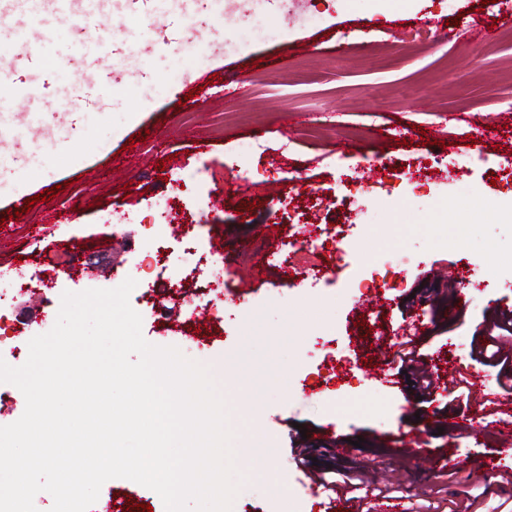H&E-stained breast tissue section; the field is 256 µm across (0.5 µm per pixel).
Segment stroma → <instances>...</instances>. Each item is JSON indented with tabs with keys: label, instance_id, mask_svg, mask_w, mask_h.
I'll use <instances>...</instances> for the list:
<instances>
[{
	"label": "stroma",
	"instance_id": "1",
	"mask_svg": "<svg viewBox=\"0 0 512 512\" xmlns=\"http://www.w3.org/2000/svg\"><path fill=\"white\" fill-rule=\"evenodd\" d=\"M303 11L307 20L290 21L268 0L267 22L279 35L267 41L244 35L235 17L210 10L190 20L173 5L176 38L153 51L146 18L106 15L102 42L118 65L75 131L66 124L71 89L92 80L77 64L85 18L66 0L37 13L49 32L47 65L17 62L14 89L0 90V289L13 287L16 270L32 277L0 312V359L25 363L32 334L54 326L63 292L133 278L129 302L146 341L207 366L228 404L245 478L232 512H328L333 491L313 496L305 478L327 484L354 468L364 483L394 486V501L414 512L450 461L477 472L492 464L512 478V451L493 426L512 413V395L479 361L486 326L512 307V268L458 297L441 274L458 257L433 243L440 224L466 231L470 263L490 239L512 253V223L493 216L512 203V185L497 174L512 162V40L499 36L505 25L493 0H312ZM425 17L446 31L444 43L413 40ZM218 34L237 50L196 60ZM481 121L490 133L473 152L469 134ZM50 127L57 134L48 140ZM142 132L146 141H137ZM433 137L444 148L430 145ZM242 143L253 152L239 153ZM425 157L437 158L438 171L420 189L409 174ZM347 175L374 178L367 207L342 204ZM233 180L250 185V198L209 205ZM179 184L206 189L183 198L200 252L219 239L233 245L224 299L198 315L159 306L189 271L207 275L198 255L158 226L163 269L140 264L141 224ZM50 187L54 200L39 201ZM467 194L474 203H459ZM327 224L349 226L347 255L319 247L314 267L282 255L290 228ZM391 245L410 258L397 288L365 310L345 301L359 280L382 278ZM78 252L91 264L72 277L61 262ZM251 264L263 267L261 277L240 275ZM414 331L437 381L430 393L418 388L417 370L399 373L382 353ZM461 340L460 354L453 345ZM450 368L471 374L469 407L448 401ZM418 413L430 420L423 451L411 458L402 436ZM330 423L336 433L325 432ZM261 433L269 451L259 460L252 449ZM340 434L349 440L341 448ZM96 504L165 512L157 493L121 478L104 483Z\"/></svg>",
	"mask_w": 512,
	"mask_h": 512
}]
</instances>
